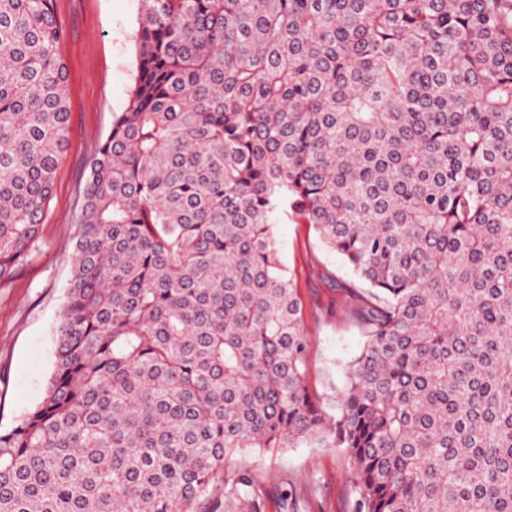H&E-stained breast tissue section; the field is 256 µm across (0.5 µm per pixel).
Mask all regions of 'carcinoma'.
<instances>
[{"label":"carcinoma","mask_w":512,"mask_h":512,"mask_svg":"<svg viewBox=\"0 0 512 512\" xmlns=\"http://www.w3.org/2000/svg\"><path fill=\"white\" fill-rule=\"evenodd\" d=\"M56 0H0V279L68 143ZM54 370L0 512H219L246 448L343 450L356 512H512V0H139ZM340 255L330 400L274 240Z\"/></svg>","instance_id":"cac0c4a2"}]
</instances>
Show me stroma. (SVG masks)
I'll return each instance as SVG.
<instances>
[{
	"instance_id": "stroma-1",
	"label": "stroma",
	"mask_w": 512,
	"mask_h": 512,
	"mask_svg": "<svg viewBox=\"0 0 512 512\" xmlns=\"http://www.w3.org/2000/svg\"><path fill=\"white\" fill-rule=\"evenodd\" d=\"M67 28L70 131L47 217L26 263L0 281V428L40 400L54 362V328L66 301L82 191L96 146L122 111L137 66L138 0H56ZM274 237L303 303L308 383L326 393L363 338L347 317L341 283L354 276L289 208ZM221 512H355L358 495L342 449L301 444L248 448L224 472Z\"/></svg>"
}]
</instances>
